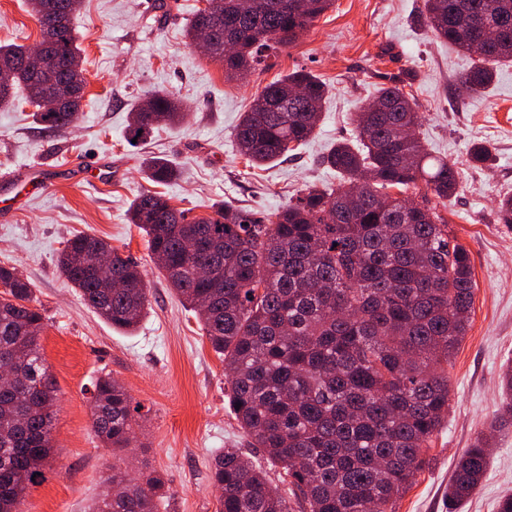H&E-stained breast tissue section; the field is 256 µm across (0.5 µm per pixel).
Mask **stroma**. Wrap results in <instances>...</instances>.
<instances>
[{"instance_id":"stroma-1","label":"stroma","mask_w":512,"mask_h":512,"mask_svg":"<svg viewBox=\"0 0 512 512\" xmlns=\"http://www.w3.org/2000/svg\"><path fill=\"white\" fill-rule=\"evenodd\" d=\"M83 0L75 20L87 78L82 112L64 132L45 129L32 106L0 108V168L23 173L42 166L58 181L29 195L20 182H0V265L32 284L45 317L41 355L57 387L50 433L53 448L43 482L30 489L20 512H87L106 486L112 454L90 423L93 381L108 374L141 406L140 461L160 473L169 495L159 512H218L212 457L227 448L259 459L228 407L224 363L193 312L156 267L146 240L131 224L133 202L151 184L145 163L166 158L179 169L161 191L190 216L226 201L271 213L309 187H338L321 157L354 137L357 112L392 78L413 73L408 91L421 113L428 151L460 173L457 194L443 214L469 252L475 290L470 326L448 366L451 405L429 450V463L395 512H448V483L457 459L498 413L500 374L512 362V226L499 223V200L512 195V65L472 95L459 86L472 59L437 40L421 16L423 0H335L293 45L266 52L246 78L229 81L218 62L185 36L203 0ZM39 25L25 0H0V43L33 44ZM303 70L328 87L319 126L287 160L252 168L240 156L234 129L262 87ZM162 91L187 112L175 127L155 129L130 146L124 138L134 104ZM492 151L484 167L469 152ZM95 161L112 177L98 187L70 178L80 162ZM107 240L137 262L149 289V310L126 333L90 309L60 275L57 256L69 239ZM512 494V427L497 431L481 485L458 512H495Z\"/></svg>"}]
</instances>
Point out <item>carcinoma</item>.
<instances>
[{"label":"carcinoma","mask_w":512,"mask_h":512,"mask_svg":"<svg viewBox=\"0 0 512 512\" xmlns=\"http://www.w3.org/2000/svg\"><path fill=\"white\" fill-rule=\"evenodd\" d=\"M334 0H209L210 57L224 76H246L273 46L287 47ZM50 36L39 74L26 65L30 46L0 43V71L10 76L0 107L15 90L36 108L37 121L63 132L79 116L84 94L62 112H48L46 97L59 77L85 86L73 18L83 0H27ZM432 35L477 58L459 83L484 91L496 67L512 62V0H424ZM403 80L380 87L373 101L389 112L357 113L355 142H340L323 163L342 179L336 188L309 187L275 213L226 202L211 206L205 223L157 192L141 194L131 223L173 290L197 313L205 336L229 371V407L252 448L279 464L288 490L279 491L239 449L215 456L211 482L218 512H393L394 501L422 471L433 437L448 418V361L464 339L474 280L467 249L429 196L447 204L459 188L448 161L430 156L416 129V102ZM327 86L294 71L267 84L235 129L240 155L254 165L274 163L315 132ZM183 119L181 103L165 92L131 113L127 142ZM146 178L163 184L177 176L154 158ZM424 183L420 200L407 195ZM112 254L109 289L90 263ZM57 266L84 303L113 328L133 331L148 309V288L138 265L107 241L88 234L67 241ZM0 361L20 372L0 387V512H17L39 484L51 453L49 435L56 385L40 353L44 317L33 289L13 267L0 265ZM503 401L492 429L512 424V369L501 377ZM140 405L110 376L93 383L91 427L117 456L139 426ZM491 436H477L460 456L448 499L461 503L486 475ZM112 463L107 488L92 512H158L167 496L156 472L130 477ZM122 485L125 492L113 495Z\"/></svg>","instance_id":"carcinoma-1"}]
</instances>
